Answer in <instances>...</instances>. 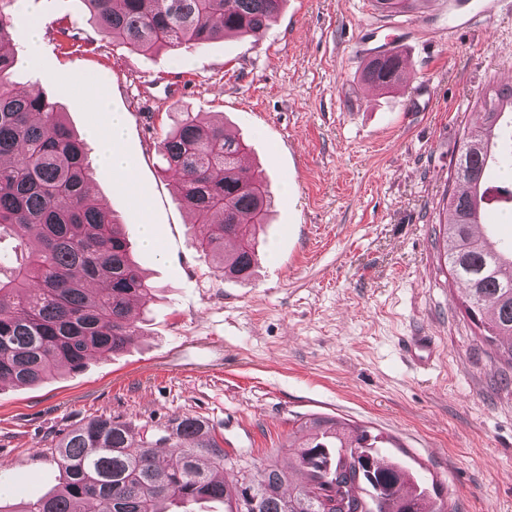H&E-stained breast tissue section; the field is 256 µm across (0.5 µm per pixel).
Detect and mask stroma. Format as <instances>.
<instances>
[{"instance_id":"1","label":"stroma","mask_w":512,"mask_h":512,"mask_svg":"<svg viewBox=\"0 0 512 512\" xmlns=\"http://www.w3.org/2000/svg\"><path fill=\"white\" fill-rule=\"evenodd\" d=\"M16 3L13 84L57 97L81 135L106 118L87 87L126 115L118 148L133 175L97 162L90 141V188L124 224L156 296L125 352L31 387L0 382V491L56 490L52 447L92 417L138 429L197 415L228 454L284 464L294 420L317 415L390 439L456 512H512V368L475 336L433 242L473 103L489 81L512 83V10L446 42L448 0L396 16L372 0H286L260 41L134 54L96 32L83 0ZM388 37L415 75L371 93L359 50ZM186 112L245 139L247 163L265 174L271 208L251 281L214 275L163 171L161 136ZM144 222L163 258L143 246ZM412 336L430 337L429 355L408 356Z\"/></svg>"}]
</instances>
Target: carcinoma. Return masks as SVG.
<instances>
[{"mask_svg": "<svg viewBox=\"0 0 512 512\" xmlns=\"http://www.w3.org/2000/svg\"><path fill=\"white\" fill-rule=\"evenodd\" d=\"M285 0H83L98 33L133 53L189 50L228 35L258 41ZM417 0H374L400 14ZM13 0H0V235L17 241L20 260L0 272V380L38 384L57 371L79 372L100 353L117 354L141 336L154 287L134 260L114 212L87 203L84 142L57 101L39 88L16 90ZM363 80L389 89L403 80L399 56H374ZM512 85L488 83L476 101L480 122L465 127L448 171L438 230L444 265L462 285V306L482 342L512 366V256L476 234L489 192L484 160L500 135ZM165 171L193 216L195 246L221 278L247 280L258 264V230L271 197L262 172L241 163L247 144L224 125L186 112L160 141ZM334 418L298 422L288 466L242 467L224 482L228 454L199 416L133 440L129 426L93 417L53 448L61 486L0 512H194L219 499L224 512H455L443 489L398 459H384L382 437L366 428L349 441ZM169 449L167 458L157 455ZM302 475L288 494L292 472ZM254 502H242L244 488Z\"/></svg>", "mask_w": 512, "mask_h": 512, "instance_id": "obj_1", "label": "carcinoma"}]
</instances>
